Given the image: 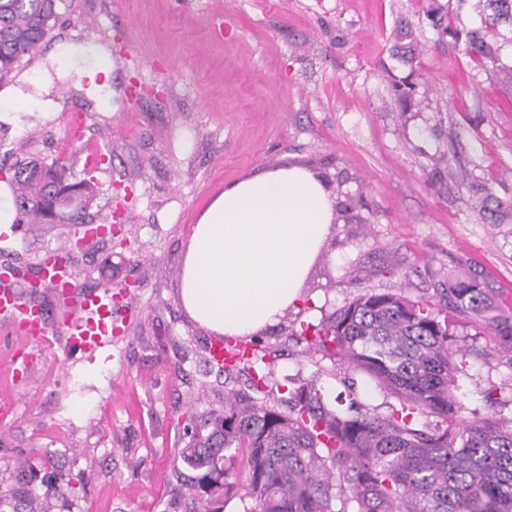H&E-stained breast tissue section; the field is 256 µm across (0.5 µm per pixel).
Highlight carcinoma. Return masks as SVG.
<instances>
[{"instance_id": "1", "label": "carcinoma", "mask_w": 512, "mask_h": 512, "mask_svg": "<svg viewBox=\"0 0 512 512\" xmlns=\"http://www.w3.org/2000/svg\"><path fill=\"white\" fill-rule=\"evenodd\" d=\"M478 27L464 30L437 9L435 29L463 45L464 53L496 78L512 84V65L501 63L490 38L512 26V0H473ZM67 7V0H0V73L11 72L38 50ZM403 108L415 85L390 77ZM78 158L51 162L20 157L11 167L16 210L46 224H83L86 211L56 215V198L70 192L92 206L95 173ZM478 215L500 217L492 187L469 181ZM452 313L471 322L485 320L495 343L475 349L450 328ZM291 335L306 353L329 359L345 390L333 396L322 385L279 384L265 356L254 351L241 364L243 387L224 394V411L186 429L174 453L177 478L182 467L194 472L179 482L178 498L192 512H222L242 495L255 502L248 512H512V416L500 387L482 391L486 413L469 409L462 381L470 359H495L512 351V310L499 308L494 290L473 274L450 277L430 296L411 298L400 289H372L316 323H300ZM0 491V512H54L56 497L39 496L32 482L75 492L63 474H40Z\"/></svg>"}]
</instances>
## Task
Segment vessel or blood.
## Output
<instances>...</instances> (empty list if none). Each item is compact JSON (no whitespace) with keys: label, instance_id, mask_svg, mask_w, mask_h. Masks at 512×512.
Returning a JSON list of instances; mask_svg holds the SVG:
<instances>
[{"label":"vessel or blood","instance_id":"vessel-or-blood-1","mask_svg":"<svg viewBox=\"0 0 512 512\" xmlns=\"http://www.w3.org/2000/svg\"><path fill=\"white\" fill-rule=\"evenodd\" d=\"M115 304L111 291L83 293L72 298L68 310L53 318L4 286L0 289V323L10 326L16 335L32 340L61 330L69 353L92 355L124 332L113 318Z\"/></svg>","mask_w":512,"mask_h":512}]
</instances>
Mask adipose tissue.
<instances>
[{
  "label": "adipose tissue",
  "mask_w": 512,
  "mask_h": 512,
  "mask_svg": "<svg viewBox=\"0 0 512 512\" xmlns=\"http://www.w3.org/2000/svg\"><path fill=\"white\" fill-rule=\"evenodd\" d=\"M89 45L63 38L34 72L0 91V104L28 98L45 118L60 112L48 88ZM336 221L334 196L319 172L288 166L225 187L199 217L183 260L180 304L217 336L250 337L298 310L305 283Z\"/></svg>",
  "instance_id": "obj_1"
}]
</instances>
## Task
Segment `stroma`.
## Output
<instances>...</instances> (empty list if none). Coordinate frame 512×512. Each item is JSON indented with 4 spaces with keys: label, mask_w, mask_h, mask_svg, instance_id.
<instances>
[{
    "label": "stroma",
    "mask_w": 512,
    "mask_h": 512,
    "mask_svg": "<svg viewBox=\"0 0 512 512\" xmlns=\"http://www.w3.org/2000/svg\"><path fill=\"white\" fill-rule=\"evenodd\" d=\"M41 44L75 32L108 46L119 107L77 88L80 68L55 81L54 120L19 104L0 121V182L19 151L71 158L103 151L93 223L113 236L73 251L75 292L129 284L125 334L111 358L69 363L62 335L23 342L0 324V482L17 464L61 469L76 492L56 512H186L175 494L174 450L186 425L224 407L232 386L208 357L211 333L178 296L183 252L209 203L242 178L274 167L320 172L337 201L353 200L316 259L301 318L318 322L372 288L418 296L448 275L481 274L512 307V86L475 66L434 29L427 13L448 0H69ZM415 49L413 64L397 50ZM411 76L410 111L387 74ZM85 118L79 140L63 127ZM452 156V166L440 163ZM492 185L502 221L482 223L452 169ZM17 228L7 261L36 278L40 261L68 243L70 224ZM406 280L391 276L393 267ZM275 379L292 386L329 360L305 354L286 325L262 333ZM24 349L28 370L14 362ZM467 406L489 384L512 396V354L471 362Z\"/></svg>",
    "instance_id": "stroma-1"
}]
</instances>
